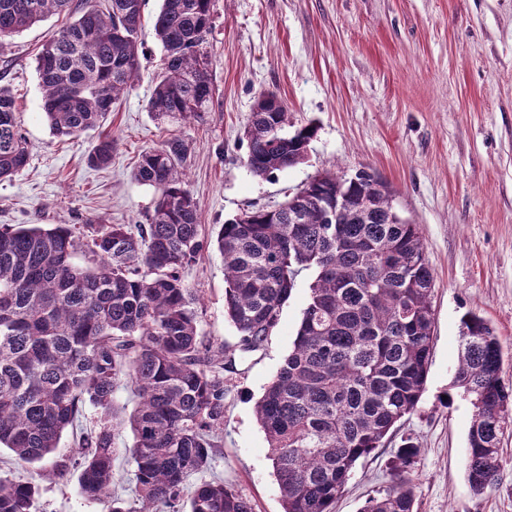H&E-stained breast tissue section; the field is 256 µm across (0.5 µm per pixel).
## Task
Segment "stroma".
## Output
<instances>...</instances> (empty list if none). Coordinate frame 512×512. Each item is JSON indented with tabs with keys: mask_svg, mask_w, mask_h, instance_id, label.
Listing matches in <instances>:
<instances>
[{
	"mask_svg": "<svg viewBox=\"0 0 512 512\" xmlns=\"http://www.w3.org/2000/svg\"><path fill=\"white\" fill-rule=\"evenodd\" d=\"M159 0H146L139 31L140 77L99 130L66 143L41 113L35 56L63 25L53 16L13 37L0 84L17 98L30 159L0 181L2 224H141L156 193L133 178L141 151L171 136L187 146V188L205 236L244 211L275 206L315 175L367 169L393 189L392 203L418 224L435 277V330L426 390L384 445L355 468L335 512H360L392 484L397 448L419 450L410 474L417 512H512V426L495 484L474 493L465 473L469 400L446 401L461 318L494 329L501 376L512 383V0H216L209 37L214 107L178 125L154 120L147 103L163 49L153 30ZM277 92L292 125L316 135L306 160L261 178L247 165L245 129L258 98ZM112 135L109 167L86 157ZM199 289V328L237 352L224 315V263L202 252L183 271ZM313 272H303L264 348L225 373L224 431L209 476L251 499L255 512H282L268 442L255 404L292 348ZM52 461L20 467L0 451V477L39 487L34 512H107L78 494L77 471L45 476Z\"/></svg>",
	"mask_w": 512,
	"mask_h": 512,
	"instance_id": "obj_1",
	"label": "stroma"
}]
</instances>
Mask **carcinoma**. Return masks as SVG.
Here are the masks:
<instances>
[{
    "mask_svg": "<svg viewBox=\"0 0 512 512\" xmlns=\"http://www.w3.org/2000/svg\"><path fill=\"white\" fill-rule=\"evenodd\" d=\"M215 3L161 0L154 30L164 57L148 102L158 120L211 110ZM144 5L103 0L42 45L41 109L59 140L101 127L138 77ZM71 13L72 0H0V51L44 18ZM286 125L282 98L262 95L246 130L254 175L306 159L316 129L290 133ZM113 150L112 137H101L87 163L104 168ZM28 161L16 100L0 85V181ZM186 161L177 136L139 155L134 177L157 192L144 224L0 226V449L38 463L90 410L93 425L52 474L78 469L80 496L108 502V512H176L187 478L210 468L224 427V371L235 363L200 335L202 297L182 276L213 248L224 262V309L242 354L263 347L300 273L315 272L292 350L255 413L283 512H333L357 463L414 412L425 390L435 280L419 227L393 212L390 185L361 169L354 178L318 174L285 203L245 211L209 240L186 188ZM461 324L452 387L474 408L466 475L480 494L499 476L512 385L501 377V345L489 324L475 314ZM121 385L139 398L129 420L130 504L110 492ZM418 453L410 443L397 450L393 485L362 512H415L409 475ZM37 491L32 481L0 480V512H33ZM187 512L254 507L213 479L195 487Z\"/></svg>",
    "mask_w": 512,
    "mask_h": 512,
    "instance_id": "carcinoma-1",
    "label": "carcinoma"
}]
</instances>
